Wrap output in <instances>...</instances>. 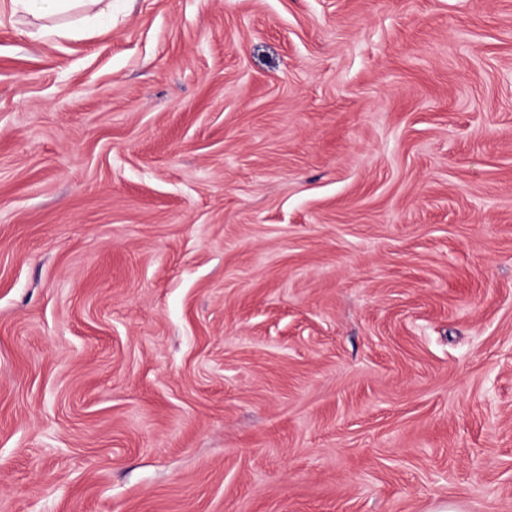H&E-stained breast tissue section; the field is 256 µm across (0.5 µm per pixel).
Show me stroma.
Instances as JSON below:
<instances>
[{
    "label": "stroma",
    "instance_id": "obj_1",
    "mask_svg": "<svg viewBox=\"0 0 512 512\" xmlns=\"http://www.w3.org/2000/svg\"><path fill=\"white\" fill-rule=\"evenodd\" d=\"M0 0V512H512V0ZM14 11L35 18H47L68 12L83 0H11Z\"/></svg>",
    "mask_w": 512,
    "mask_h": 512
}]
</instances>
